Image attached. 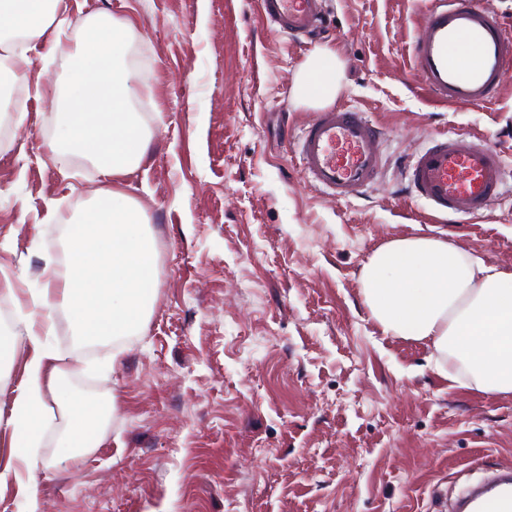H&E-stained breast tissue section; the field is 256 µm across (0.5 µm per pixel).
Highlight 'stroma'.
<instances>
[{
	"mask_svg": "<svg viewBox=\"0 0 512 512\" xmlns=\"http://www.w3.org/2000/svg\"><path fill=\"white\" fill-rule=\"evenodd\" d=\"M60 10L68 47L90 13L131 27L148 152L109 181L76 152L50 154L58 114L36 89L69 74L63 55L29 52L23 103L0 87V267L37 287L45 255L66 257L61 227L107 189L141 210L157 263L130 335L89 345L57 316L61 368L112 411L76 463L56 457L62 419L48 423L40 512H448L464 477L512 468V397L452 387L431 347L385 335L360 295L373 250L419 233L512 269V183L484 215L441 224L404 179L446 132L483 136L512 170V68L485 107L431 103L409 58L426 0H327L325 31L304 43L270 31L256 0ZM322 45L343 64L336 105L387 134L382 175L352 197L314 187L294 152L316 112L296 104L293 75ZM26 359L0 369L4 456Z\"/></svg>",
	"mask_w": 512,
	"mask_h": 512,
	"instance_id": "35a3bbf8",
	"label": "stroma"
}]
</instances>
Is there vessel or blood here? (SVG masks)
<instances>
[{"instance_id":"1","label":"vessel or blood","mask_w":512,"mask_h":512,"mask_svg":"<svg viewBox=\"0 0 512 512\" xmlns=\"http://www.w3.org/2000/svg\"><path fill=\"white\" fill-rule=\"evenodd\" d=\"M270 29L300 40L324 26L323 0H258ZM421 92L438 105L459 109L491 104L500 77L512 66V29L478 0H432L410 48ZM383 130L364 113L339 108L319 113L303 128L296 147L311 183L328 194L362 193L382 173ZM504 169L498 151L470 134H443L408 169L411 194L443 221L479 215L499 197ZM455 512H512V471L473 488Z\"/></svg>"}]
</instances>
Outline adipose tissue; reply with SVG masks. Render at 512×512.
<instances>
[{
  "label": "adipose tissue",
  "mask_w": 512,
  "mask_h": 512,
  "mask_svg": "<svg viewBox=\"0 0 512 512\" xmlns=\"http://www.w3.org/2000/svg\"><path fill=\"white\" fill-rule=\"evenodd\" d=\"M60 0H0V55L23 61L32 50L55 55L62 28ZM129 29L93 13L67 53V89L51 85L45 95L58 117L56 143L83 154L105 177L129 173L143 159L148 139L132 111L139 76L124 63ZM341 63L320 47L293 78L297 104L313 109L332 103L340 89ZM66 265L46 259L40 289L8 288L20 332L0 336V367L13 364L27 346L24 381L16 390L11 450L0 457V485L15 482L38 512V490L25 471L37 466L32 449L49 416L62 409L60 455L78 461L98 445L104 416L97 402L75 392L49 339L58 311H65L84 342L138 330L155 288V251L140 209L126 194L110 190L65 235ZM361 295L372 319L388 336L429 344L434 368L457 387L488 395L512 394V272L486 264L429 234L392 239L369 256L361 271Z\"/></svg>",
  "instance_id": "1"
}]
</instances>
